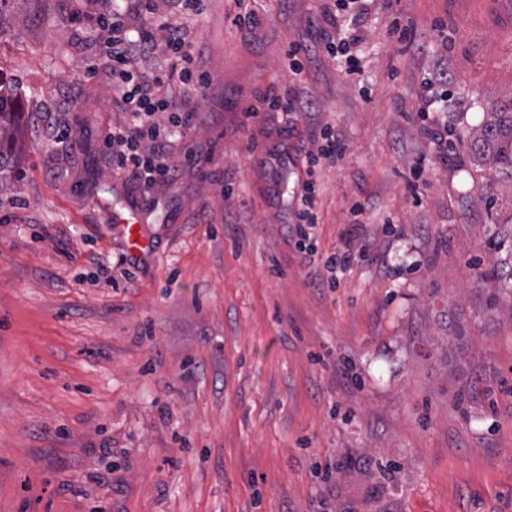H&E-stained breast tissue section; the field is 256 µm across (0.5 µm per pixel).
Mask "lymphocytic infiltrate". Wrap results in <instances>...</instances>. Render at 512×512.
Returning a JSON list of instances; mask_svg holds the SVG:
<instances>
[{
    "label": "lymphocytic infiltrate",
    "mask_w": 512,
    "mask_h": 512,
    "mask_svg": "<svg viewBox=\"0 0 512 512\" xmlns=\"http://www.w3.org/2000/svg\"><path fill=\"white\" fill-rule=\"evenodd\" d=\"M93 27L108 46L103 64L127 116L103 137L112 168L144 190H157L177 169L170 149L172 135L186 133L195 119L194 112L177 106L175 92H201L208 78L193 70L189 32L178 20L161 22L158 33L135 36L116 13L97 17ZM159 46L169 55L171 69L161 74L139 67V57Z\"/></svg>",
    "instance_id": "1"
}]
</instances>
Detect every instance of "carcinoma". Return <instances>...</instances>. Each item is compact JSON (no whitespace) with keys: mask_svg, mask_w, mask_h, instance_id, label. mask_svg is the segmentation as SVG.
<instances>
[{"mask_svg":"<svg viewBox=\"0 0 512 512\" xmlns=\"http://www.w3.org/2000/svg\"><path fill=\"white\" fill-rule=\"evenodd\" d=\"M18 125L15 90L0 84V187L15 164ZM454 134L463 154L482 160L492 177L505 174L512 180V95L491 107L482 124L456 128Z\"/></svg>","mask_w":512,"mask_h":512,"instance_id":"cac0c4a2","label":"carcinoma"}]
</instances>
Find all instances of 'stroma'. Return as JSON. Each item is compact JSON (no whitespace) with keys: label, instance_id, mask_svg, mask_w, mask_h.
Returning <instances> with one entry per match:
<instances>
[{"label":"stroma","instance_id":"1","mask_svg":"<svg viewBox=\"0 0 512 512\" xmlns=\"http://www.w3.org/2000/svg\"><path fill=\"white\" fill-rule=\"evenodd\" d=\"M231 4L184 19L208 85L151 199L112 170L123 114L76 19H154L17 0L0 30L22 112L0 191V512H512V180L440 156L421 114L477 125L512 93V0H396L362 28L357 79L321 0H257L249 41ZM295 85L308 113L264 110ZM325 124L346 154L316 175L312 263L288 226ZM133 206L151 246L134 265L112 220ZM354 224L377 260L326 287ZM236 10L229 12L226 18L244 38H255L262 27L263 19L259 13L244 4L243 0L235 1Z\"/></svg>","mask_w":512,"mask_h":512}]
</instances>
